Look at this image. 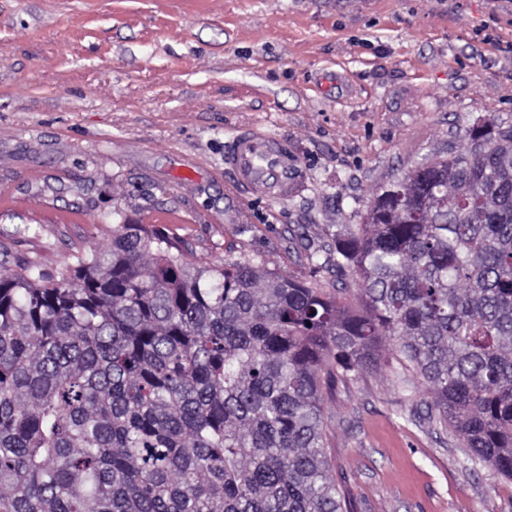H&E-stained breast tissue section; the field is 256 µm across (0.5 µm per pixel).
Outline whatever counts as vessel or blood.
<instances>
[{"label":"vessel or blood","mask_w":512,"mask_h":512,"mask_svg":"<svg viewBox=\"0 0 512 512\" xmlns=\"http://www.w3.org/2000/svg\"><path fill=\"white\" fill-rule=\"evenodd\" d=\"M224 168L233 175L227 189L234 194H263L285 198L298 185L297 167L285 155V146L266 131L247 128L224 149Z\"/></svg>","instance_id":"obj_1"}]
</instances>
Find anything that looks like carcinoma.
I'll return each instance as SVG.
<instances>
[{
    "label": "carcinoma",
    "mask_w": 512,
    "mask_h": 512,
    "mask_svg": "<svg viewBox=\"0 0 512 512\" xmlns=\"http://www.w3.org/2000/svg\"><path fill=\"white\" fill-rule=\"evenodd\" d=\"M379 187L296 280L123 218L0 273V512H350L324 404L384 367L512 480V123Z\"/></svg>",
    "instance_id": "obj_1"
}]
</instances>
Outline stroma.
I'll use <instances>...</instances> for the list:
<instances>
[{"label": "stroma", "instance_id": "35a3bbf8", "mask_svg": "<svg viewBox=\"0 0 512 512\" xmlns=\"http://www.w3.org/2000/svg\"><path fill=\"white\" fill-rule=\"evenodd\" d=\"M481 116L512 122V0H0V271L58 270L124 215L306 279L308 247ZM253 126L299 166L288 199L226 190ZM410 407L384 370L327 401L356 512H512Z\"/></svg>", "mask_w": 512, "mask_h": 512}]
</instances>
